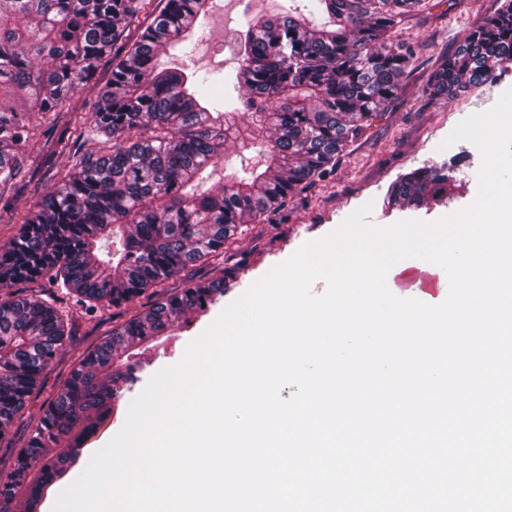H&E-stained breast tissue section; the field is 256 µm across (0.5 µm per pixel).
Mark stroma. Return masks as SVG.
<instances>
[{
  "mask_svg": "<svg viewBox=\"0 0 512 512\" xmlns=\"http://www.w3.org/2000/svg\"><path fill=\"white\" fill-rule=\"evenodd\" d=\"M502 3L503 0H441L428 17H415L403 25L394 39V47L409 53L410 59L397 99L360 139L344 149L327 179L296 193L281 213L264 223L249 225L238 236L229 253L236 274L225 281L223 297L206 315L175 327L170 335L161 337L137 356L133 383L113 405L108 419L85 442L70 472L49 486L37 512H55L61 494L121 430L132 402L149 379L161 369L179 363L188 344L229 304L303 244L323 238L367 203L373 206L368 223L383 227L407 219L433 222L475 200L482 164L479 149L467 141L445 150L440 144L460 121L491 109L512 88V65L497 70L491 81L464 89L452 98L429 95L426 86L437 61L464 40L477 20L494 14ZM283 7L282 0H212L192 41L163 56L161 63L185 69L200 80L223 82L225 75L233 73L238 65L236 38L244 30L247 17ZM99 147L96 137L78 127L65 133L56 151L35 144L26 152L22 180L6 187L5 196L12 199L19 212H26L40 194L49 191L66 174L73 152ZM443 165L448 166L453 177L452 193L443 203L418 209L388 205V190L399 177L420 168ZM146 302L142 296L126 306L107 307L88 316L74 297H67L68 312L73 318L72 335L45 370L41 387L31 395L20 418L0 439L1 476L13 469L44 404L62 387L78 359Z\"/></svg>",
  "mask_w": 512,
  "mask_h": 512,
  "instance_id": "35a3bbf8",
  "label": "stroma"
}]
</instances>
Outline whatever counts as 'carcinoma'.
I'll return each mask as SVG.
<instances>
[{"label":"carcinoma","mask_w":512,"mask_h":512,"mask_svg":"<svg viewBox=\"0 0 512 512\" xmlns=\"http://www.w3.org/2000/svg\"><path fill=\"white\" fill-rule=\"evenodd\" d=\"M210 0H0V186L21 177L31 114L89 125L104 153L72 166L0 246V282L47 280L78 295L89 314L119 307L198 262L224 263L240 229L280 211L302 184L323 178L398 96L406 56L387 45L411 15L436 0H307L255 14L240 34L239 63L224 80L247 93L250 121L213 102L185 70L157 58L194 31ZM111 64L104 85L95 81ZM512 63V0L476 25L435 69L428 89L454 96ZM92 100L87 112L74 99ZM262 153L231 185L208 186L225 146ZM448 176H402L389 202L419 206L441 196ZM118 243L120 247L112 248ZM224 295V279L189 282L112 328L83 354L44 408L12 472L0 477V512H34L39 496L112 410L134 349ZM57 298L0 293V438L20 416L44 369L71 336Z\"/></svg>","instance_id":"obj_1"}]
</instances>
